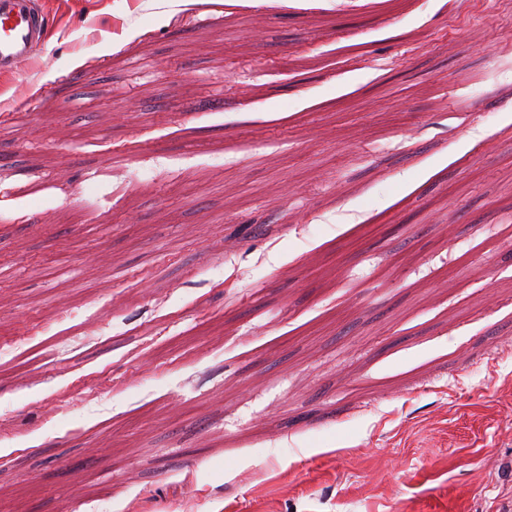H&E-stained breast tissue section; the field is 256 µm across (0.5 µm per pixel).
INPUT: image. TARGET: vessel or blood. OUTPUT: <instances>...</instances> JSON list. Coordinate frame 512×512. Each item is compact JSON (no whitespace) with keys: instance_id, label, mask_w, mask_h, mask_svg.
Returning <instances> with one entry per match:
<instances>
[{"instance_id":"obj_1","label":"vessel or blood","mask_w":512,"mask_h":512,"mask_svg":"<svg viewBox=\"0 0 512 512\" xmlns=\"http://www.w3.org/2000/svg\"><path fill=\"white\" fill-rule=\"evenodd\" d=\"M50 19L37 0H0V71L11 72L40 56Z\"/></svg>"}]
</instances>
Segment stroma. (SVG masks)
<instances>
[{"label": "stroma", "mask_w": 512, "mask_h": 512, "mask_svg": "<svg viewBox=\"0 0 512 512\" xmlns=\"http://www.w3.org/2000/svg\"><path fill=\"white\" fill-rule=\"evenodd\" d=\"M459 2L40 0L0 512H512V0Z\"/></svg>", "instance_id": "1"}]
</instances>
